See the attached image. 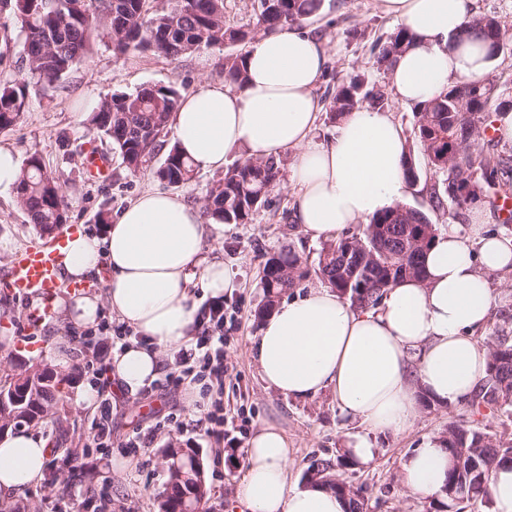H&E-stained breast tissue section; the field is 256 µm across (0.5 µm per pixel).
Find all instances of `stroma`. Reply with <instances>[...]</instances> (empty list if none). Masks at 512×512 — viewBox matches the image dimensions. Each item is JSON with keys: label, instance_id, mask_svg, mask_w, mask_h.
<instances>
[{"label": "stroma", "instance_id": "35a3bbf8", "mask_svg": "<svg viewBox=\"0 0 512 512\" xmlns=\"http://www.w3.org/2000/svg\"><path fill=\"white\" fill-rule=\"evenodd\" d=\"M307 25L326 40L327 75L317 88L322 104H329L340 80L356 77L365 86L388 88L389 75L376 65L372 46L396 32L398 25L381 15L376 0H323L321 10ZM224 55V50L214 48L177 59L150 52L118 59L110 45L95 41L90 58L73 67L63 87L52 88L30 79L27 110L16 126L0 131V145L12 148L22 160L38 154L59 178L68 203V225L101 229L99 212L116 216L142 192L163 190L167 184L154 174L163 155H155L149 170L135 175L108 139L92 137L88 125L91 110L113 92H132L145 84L172 85L188 94L203 83L223 81ZM27 73L16 15L11 6L0 5V83L27 77ZM95 154L109 161L107 177L90 178V158ZM269 199L270 206L260 210L252 223L214 228L204 241L205 252L223 259L233 283L224 297L225 311L237 314L235 321L224 324V355L230 367L224 398L242 422L240 435L231 440L203 430H179L168 416L192 417V409L185 405V388L131 393L112 386L108 390L112 437L96 453V471L74 478L71 488L76 497L89 491L103 492L112 500L106 512H159L166 481L163 449L196 448L209 488L208 512H240L235 490L245 468L248 442L269 422L278 424L288 437L293 483L303 484L312 459L342 454L348 434L356 432L357 426L342 417L332 392L310 399L276 395L266 388L250 354L261 326L256 311L264 301L260 282L264 263L288 249L313 260L320 248L319 242L306 237L290 220L293 195L288 177H281ZM406 203L427 211L431 222L441 226L470 223L477 206L485 212L487 232L512 238V223H505L497 205L484 197L477 199L475 206L443 211L430 210L422 192L410 195ZM0 241L11 247L10 253L0 254V273L11 266L16 255L48 241L31 224L12 190L0 193ZM493 280L496 294L491 318L479 333L485 343L500 329L512 336V272L494 275ZM43 304V298H17L0 289V339L10 338L13 351L51 365L58 355H65L69 391L84 388L93 368L110 362L113 337L133 334L107 310L98 325L87 330L67 325L55 311L44 322L29 324L30 310ZM471 418V409L464 404L423 407L408 429L379 434L376 460L346 472L354 485L366 488L369 512H428L429 499L410 496L403 488L401 461L430 439L445 435L449 422ZM159 420L164 423L160 429L155 426ZM147 427L154 430L149 446L136 451L127 448L129 436Z\"/></svg>", "mask_w": 512, "mask_h": 512}]
</instances>
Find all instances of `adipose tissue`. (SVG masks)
<instances>
[{
	"mask_svg": "<svg viewBox=\"0 0 512 512\" xmlns=\"http://www.w3.org/2000/svg\"><path fill=\"white\" fill-rule=\"evenodd\" d=\"M378 8L409 35L389 74L397 103L415 105L487 75L488 42L465 32L475 0H378ZM326 61L318 36L296 26L278 30L249 48L244 84H203L170 118L180 152L197 168L221 169L238 148L252 159H287L292 219L322 241L369 223L413 191L404 176L405 140L390 111L359 107L329 142L315 141ZM483 224L477 209L470 223L441 228L425 257V279L387 289L377 308H356L320 285L266 317L252 345L263 381L295 398L331 389L342 416L363 427L344 448L354 464L376 459L375 434L412 425L418 393L455 404L478 392L489 351L476 334L491 314L489 276L512 271V238L485 234ZM208 231L198 207L153 189L103 233L78 230L61 251L60 280L105 279L102 293L53 298L63 319L91 328L106 307L136 334L109 367L129 392L158 377L166 353L191 347L194 292L217 299L231 286L223 261L204 251ZM50 461V447L34 432L20 428L1 439L0 497L25 496ZM450 465L441 441H430L402 461L401 482L414 496H439ZM288 467L284 431L264 426L249 441L237 484L244 512H347L333 492L289 485Z\"/></svg>",
	"mask_w": 512,
	"mask_h": 512,
	"instance_id": "1",
	"label": "adipose tissue"
}]
</instances>
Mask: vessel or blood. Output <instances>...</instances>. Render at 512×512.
I'll use <instances>...</instances> for the list:
<instances>
[{
  "label": "vessel or blood",
  "mask_w": 512,
  "mask_h": 512,
  "mask_svg": "<svg viewBox=\"0 0 512 512\" xmlns=\"http://www.w3.org/2000/svg\"><path fill=\"white\" fill-rule=\"evenodd\" d=\"M64 244L65 239L60 236L20 253L0 284L17 297L51 296L58 286V258Z\"/></svg>",
  "instance_id": "vessel-or-blood-1"
}]
</instances>
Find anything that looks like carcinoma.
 Masks as SVG:
<instances>
[{
  "label": "carcinoma",
  "instance_id": "carcinoma-1",
  "mask_svg": "<svg viewBox=\"0 0 512 512\" xmlns=\"http://www.w3.org/2000/svg\"><path fill=\"white\" fill-rule=\"evenodd\" d=\"M14 7L30 73L49 86L63 87L71 69L87 59L94 34L107 38L117 57L153 52L178 58L231 46L235 51L224 56V78L240 84L246 76V47L280 27L315 16L321 0H260L255 21L247 27L225 25L224 0H168L161 10L153 8L151 0H54L50 8L31 0H14ZM469 28L489 42L494 56L498 55L496 40L509 39V31L492 15L476 16ZM407 42V32L401 27L377 46L378 66L390 71ZM361 88L362 82L355 78L336 85L328 109L330 120L337 123L357 108L361 93L376 107L390 106L382 89L373 86L363 92ZM181 98L180 90L172 85H143L132 93H114L91 112L89 131L108 138L126 167L139 173L163 148L161 137ZM26 100V80L0 84V130L21 120ZM507 104V100H498L495 85L463 81L445 94L415 105L414 140L436 176L426 187L432 209L460 206L456 185L463 182L495 197L512 195V157L495 151L494 141L486 139L491 113ZM285 166L286 160L271 157L247 159L228 170L204 199L203 216L218 224L251 223L259 210L269 207V193ZM195 171L173 144L155 174L167 184L181 187L193 180ZM15 192L31 223L42 234H53L60 213L66 212L68 205L62 185L37 154L30 155L21 168ZM437 234L438 225L431 223L424 211L398 203L372 217L363 228L322 242L312 269L291 250L274 254L262 269L265 300L258 317L271 313L281 295L311 272L322 284L347 296L356 308H374L384 292L401 280L425 276L424 257ZM66 381L68 377L58 375L54 383L43 385L33 410L37 423L50 421L58 444L66 435L60 416L65 410L61 386ZM471 407L512 410L511 338L499 336L489 344L487 374ZM442 442L452 459L445 490H455V496L447 500L456 505L489 500L490 472L499 463L512 461V438L494 437L460 421L448 425ZM164 465L167 486L159 504L161 512H178L191 494L196 512H207L208 490L201 484L199 449L186 448ZM350 467L351 462L343 455L334 460L316 458L305 475L335 477L336 484L326 489L344 497L349 512H367L363 489L345 478Z\"/></svg>",
  "mask_w": 512,
  "mask_h": 512
}]
</instances>
